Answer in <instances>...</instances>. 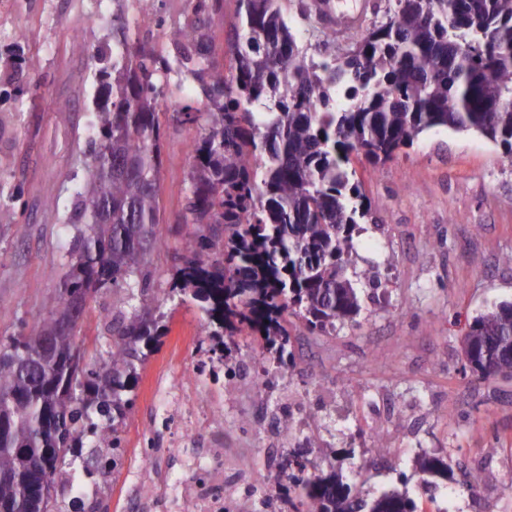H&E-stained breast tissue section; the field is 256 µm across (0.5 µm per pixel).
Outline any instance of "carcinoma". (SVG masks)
Masks as SVG:
<instances>
[{"instance_id":"1","label":"carcinoma","mask_w":512,"mask_h":512,"mask_svg":"<svg viewBox=\"0 0 512 512\" xmlns=\"http://www.w3.org/2000/svg\"><path fill=\"white\" fill-rule=\"evenodd\" d=\"M233 63L216 64L201 23L174 33L182 73L207 101L191 145L188 239L172 292L197 302L209 336L258 332L279 361L288 352V310L312 332L359 315L347 276L354 234L367 215L350 169L376 167L424 132L472 131L512 160V0H395L387 21L343 54L309 57L282 0H236ZM132 42L128 18L112 20V60L95 77L102 99L91 119L84 181L57 305L30 332L0 342V512H51L58 469L81 461L91 483L121 464L119 422L133 405L136 363L161 334L147 301L160 221L158 108L180 87L162 82L170 59ZM121 299L105 316L107 348L87 355L77 333L61 338L56 370L39 371L35 337L72 319L89 293ZM468 336L472 371L512 379V302L481 313ZM288 479L303 512H418L404 488L369 496L334 474ZM422 479H448L439 459Z\"/></svg>"}]
</instances>
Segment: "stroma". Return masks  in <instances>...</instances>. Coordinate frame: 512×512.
<instances>
[{"instance_id": "35a3bbf8", "label": "stroma", "mask_w": 512, "mask_h": 512, "mask_svg": "<svg viewBox=\"0 0 512 512\" xmlns=\"http://www.w3.org/2000/svg\"><path fill=\"white\" fill-rule=\"evenodd\" d=\"M113 0H10L0 17V338L47 318L69 260V217L82 183L87 125L98 97L99 60L112 55V31L86 28L88 15ZM188 0H144L132 10L138 41L177 59L175 26ZM178 102L161 106V221L152 251L156 305L165 333L138 363L135 404L119 426L126 450L110 474L107 512H125L150 472L154 512H173L165 489L184 480L183 457L163 428L165 389L185 381L197 359L239 368L207 387L187 386L224 413V476L246 474L274 492L279 512H294L299 488L286 471L302 453L307 472L336 469L367 493L406 483L419 512H512V380L473 373L462 340L475 318L512 301V160L467 133L434 129L374 168L353 160L370 218L355 237L350 265L375 266L377 286H361L355 320L310 335L288 315L292 366L279 365L263 341L241 335L214 351L205 316L172 294L193 225L184 221L190 146L202 121L174 117L185 104L205 111L191 78ZM117 296L87 304L80 336L108 343L104 316ZM288 408L291 432L273 426ZM451 462L454 478L423 484L417 458ZM482 475L475 489L463 474Z\"/></svg>"}]
</instances>
